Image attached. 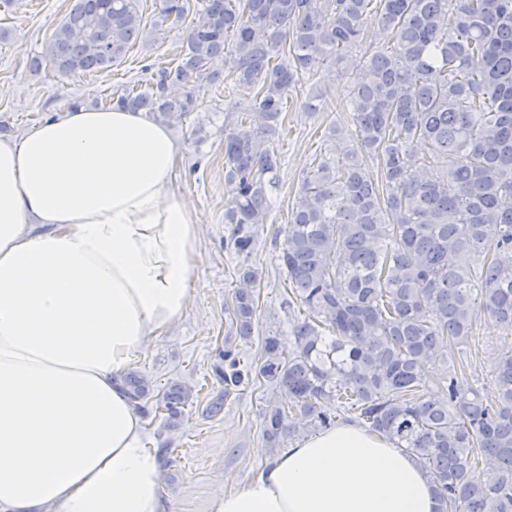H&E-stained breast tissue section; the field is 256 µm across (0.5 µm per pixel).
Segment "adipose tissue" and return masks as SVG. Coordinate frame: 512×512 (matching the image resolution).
I'll return each instance as SVG.
<instances>
[{
	"mask_svg": "<svg viewBox=\"0 0 512 512\" xmlns=\"http://www.w3.org/2000/svg\"><path fill=\"white\" fill-rule=\"evenodd\" d=\"M171 130L67 111L0 140V512H166L161 451L114 386L185 310L200 226ZM419 463L352 424L282 453L216 512H435Z\"/></svg>",
	"mask_w": 512,
	"mask_h": 512,
	"instance_id": "obj_1",
	"label": "adipose tissue"
}]
</instances>
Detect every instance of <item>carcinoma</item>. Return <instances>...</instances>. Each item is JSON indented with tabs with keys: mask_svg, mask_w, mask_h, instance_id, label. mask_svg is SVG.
Returning a JSON list of instances; mask_svg holds the SVG:
<instances>
[{
	"mask_svg": "<svg viewBox=\"0 0 512 512\" xmlns=\"http://www.w3.org/2000/svg\"><path fill=\"white\" fill-rule=\"evenodd\" d=\"M194 12L176 67L118 88L109 104L164 123L196 111L193 83L220 71L237 99L224 110V181L232 200L224 250L242 260L228 309L252 335L257 276L247 267L268 222L283 157L273 145L292 93L320 111L317 65L351 66L346 122L306 173L276 260L288 281L289 335L263 339L258 376L288 394L262 411L268 448L328 428L336 411L389 437L425 470L437 512H512V347L494 353L489 399L454 368L433 385L421 368L468 346L484 319L512 335V0H162L159 31ZM378 15L383 42L365 45ZM140 0H73L48 60L60 77L120 63L146 30ZM224 402L249 384L233 342L214 364ZM118 389L138 409L149 382ZM192 389L159 409L181 416Z\"/></svg>",
	"mask_w": 512,
	"mask_h": 512,
	"instance_id": "carcinoma-1",
	"label": "carcinoma"
}]
</instances>
